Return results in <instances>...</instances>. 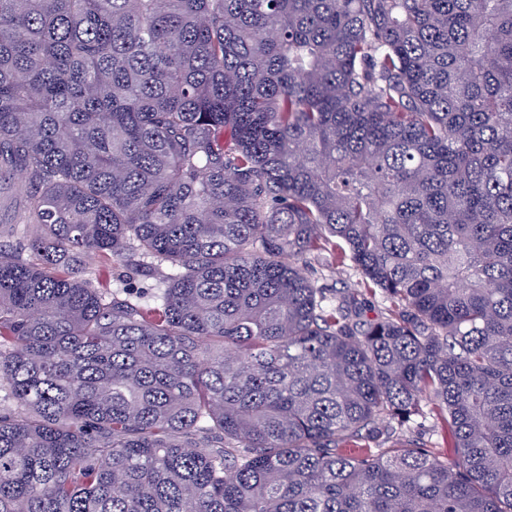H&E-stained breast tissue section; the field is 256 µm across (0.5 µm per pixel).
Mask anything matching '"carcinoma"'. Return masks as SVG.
<instances>
[{
    "mask_svg": "<svg viewBox=\"0 0 512 512\" xmlns=\"http://www.w3.org/2000/svg\"><path fill=\"white\" fill-rule=\"evenodd\" d=\"M0 185V512H512V0H0ZM25 216L24 201L18 194L5 193L0 197V218L3 222L16 224ZM85 266L88 276L98 288L112 292L113 288L125 286L134 293H141L151 305L160 288H164L159 276L130 273L124 267L113 264L112 256L103 252L90 254L86 258ZM299 266L321 288H350L358 280V274L353 267L328 264L322 255H309L299 261ZM397 435L399 438L425 443L428 448L446 445L443 443V440H446V432L442 424L434 418H419L411 427L397 430Z\"/></svg>",
    "mask_w": 512,
    "mask_h": 512,
    "instance_id": "1",
    "label": "carcinoma"
}]
</instances>
